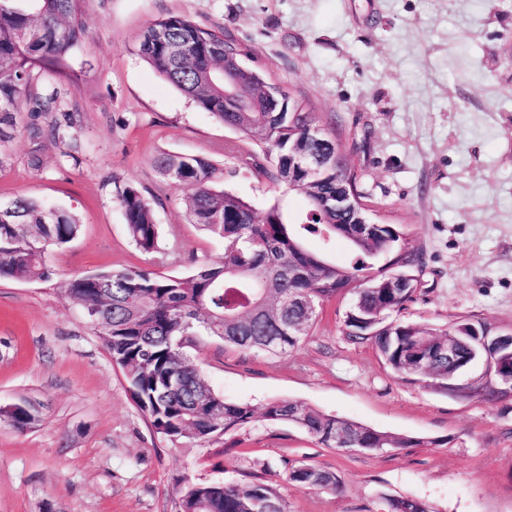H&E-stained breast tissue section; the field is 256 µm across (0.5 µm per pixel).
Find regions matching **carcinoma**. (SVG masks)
Instances as JSON below:
<instances>
[{
	"label": "carcinoma",
	"instance_id": "cac0c4a2",
	"mask_svg": "<svg viewBox=\"0 0 512 512\" xmlns=\"http://www.w3.org/2000/svg\"><path fill=\"white\" fill-rule=\"evenodd\" d=\"M80 2L0 0V106L11 108L0 112V125L16 126L24 99L36 112H60L62 118L32 124L28 133L35 141L66 144L73 159L81 151L76 117L62 111V101L67 95L64 80L85 37ZM158 31L167 40L156 39ZM137 49L198 107L240 133L243 145L228 149L233 159V165L224 167L228 176L253 172L286 187L292 160L300 153L329 156L332 168L323 177L298 184L309 202L306 209L292 211L283 196L259 215L244 198L215 187L219 168L211 160L166 152L155 157L161 175L175 188L188 189L183 203L190 222L222 239L224 257L213 263L204 259L186 275L124 268L77 276L63 286L66 299L96 313L91 324L122 371L135 406L156 433L197 447L260 419L289 422L328 448L376 451L412 444L410 437L297 401H272L260 413L249 404L227 402L210 387L192 354L203 351L207 336L229 348L282 356L312 335L324 304L348 290L355 301L346 314V336L355 343L371 342L396 377L413 383L429 378L446 390L448 359L440 351L464 329L474 327L481 334L496 329L471 318H461L444 331L396 318L421 293L423 252L409 246L398 224L358 223L357 212L367 209L360 174L349 155L336 152V130L321 124L309 102L288 93L285 111H273L266 90L283 84L268 73L266 86L253 88L238 104L226 103L217 80L225 54L263 70L241 43L222 29L173 14L146 26ZM315 127L323 131L319 140L309 137ZM338 181L357 199L356 207L340 213L329 206ZM114 199L135 248L147 255L160 252L154 203L131 183L115 184ZM81 228L73 211L13 200L0 215V280L52 279L49 250L76 239ZM308 234L322 235L328 247L344 239L359 259L340 265L326 252L308 249ZM288 479L333 492L339 483L334 472L313 465L292 467ZM256 500L270 512H288L276 488L257 476L245 486L196 482L178 493V512H253ZM386 512L426 508L401 497L386 500Z\"/></svg>",
	"mask_w": 512,
	"mask_h": 512
}]
</instances>
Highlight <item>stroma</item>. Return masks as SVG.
Masks as SVG:
<instances>
[{
	"label": "stroma",
	"instance_id": "obj_1",
	"mask_svg": "<svg viewBox=\"0 0 512 512\" xmlns=\"http://www.w3.org/2000/svg\"><path fill=\"white\" fill-rule=\"evenodd\" d=\"M82 10L86 35L66 99L78 114V159L61 144L34 145L25 103L0 167V201H42L82 220L79 236L48 255L57 279L0 280V405L39 406L28 430L0 421V512H174L187 483H242L258 472L288 512H384L389 497L427 512H512V391L494 401L468 392L486 371L481 359L453 390L399 380L374 345L346 336L351 292L327 302L313 336L288 354L209 338L201 367L226 400L258 411L298 401L413 446L340 451L264 421L238 431L222 454L172 443L134 406L62 292L64 279L88 272L179 275L224 253L153 166L162 150L221 165L225 145L240 140L136 51L150 22L181 14L244 43L335 127L377 220L403 225L423 252L425 292L404 321L444 330L470 316L511 331L512 0H83ZM118 181L155 200L164 262L131 242L113 198ZM217 186L259 212L282 192L252 173ZM300 464L335 472L336 491L288 481Z\"/></svg>",
	"mask_w": 512,
	"mask_h": 512
}]
</instances>
